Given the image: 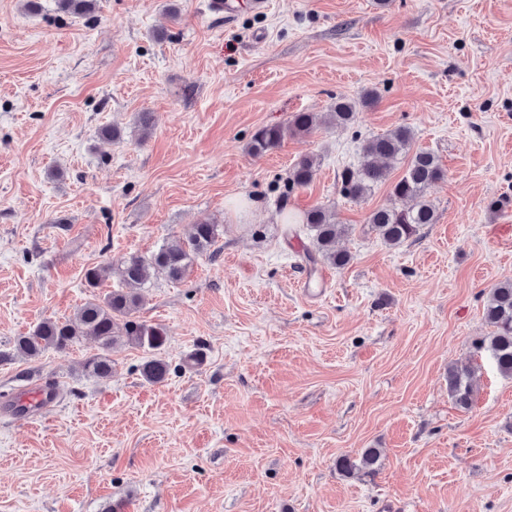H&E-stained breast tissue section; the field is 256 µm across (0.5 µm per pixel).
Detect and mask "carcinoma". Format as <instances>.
<instances>
[{"mask_svg": "<svg viewBox=\"0 0 512 512\" xmlns=\"http://www.w3.org/2000/svg\"><path fill=\"white\" fill-rule=\"evenodd\" d=\"M96 2L57 0V8L74 18H82L95 10ZM374 100L375 93L372 91L365 93L358 103L339 98L331 112L327 113V121L336 126L350 125L358 118V106L368 107ZM319 122V117L313 112H298L285 126L274 125L259 129L248 144V150L253 156L262 157L279 148L286 136L308 134ZM412 140L413 132L405 126L373 136L362 145L363 161L360 167L346 170L341 175V193L358 201L386 179L387 171L381 161L398 162L407 159L404 173L393 182L391 192L408 201L409 206L404 209L381 207L372 211L368 217L372 230L386 245L392 247L411 239L423 225L436 222L435 207L427 192L431 185L446 177L445 168L433 153L418 150L409 154ZM316 170L315 157L299 158L288 172V189L308 186ZM220 228L221 225L215 221L204 219L195 225L189 238L171 239L147 257H128L117 268L122 288L86 301L71 317L41 321L31 332L17 337L15 350L32 359L47 349L66 351L88 336L96 339L104 350L120 339L150 352L162 350L167 341L166 329L161 325L133 319L141 301L139 290L159 272L170 281L183 280L194 258L210 250L218 241ZM303 232L310 236L312 243V247L305 249L308 261H321L334 267H343L350 262L348 253L336 249V241L348 232V227L336 221L332 209L325 206L312 207L303 213L301 222L287 226V234L294 238ZM484 317L491 332L477 343V350L489 357L501 375L512 377L511 279L489 290ZM169 370V362L157 356L145 360L141 365V375L152 384L164 382ZM82 372L92 378H108L112 375V360L104 352L94 354L82 362ZM473 373L474 368L471 366L448 367V395L462 409H469L473 404ZM380 456L379 449L366 448L357 458L346 455L338 457L336 469L347 477L361 472L373 474L377 470Z\"/></svg>", "mask_w": 512, "mask_h": 512, "instance_id": "1", "label": "carcinoma"}]
</instances>
